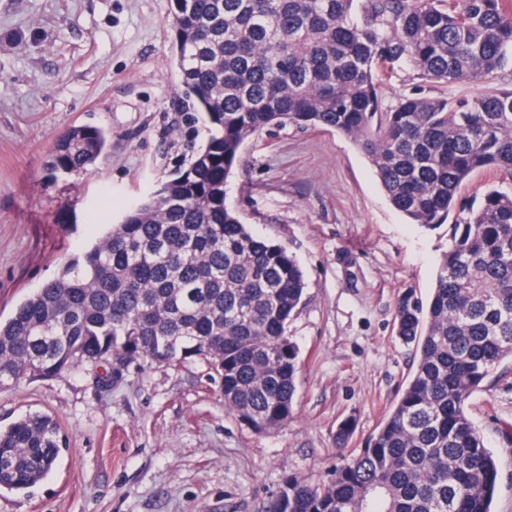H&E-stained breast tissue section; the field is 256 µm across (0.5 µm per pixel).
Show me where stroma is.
<instances>
[{"label": "stroma", "mask_w": 512, "mask_h": 512, "mask_svg": "<svg viewBox=\"0 0 512 512\" xmlns=\"http://www.w3.org/2000/svg\"><path fill=\"white\" fill-rule=\"evenodd\" d=\"M170 0H0V316L119 223L208 139L182 109ZM478 83L422 80L408 64L377 75L383 107L417 93L474 96ZM110 131L86 170L51 173L57 134ZM227 203L253 234L301 266L304 301L288 333L300 347L292 418L255 433L224 407L200 358L130 367L110 387L90 366L0 388V425L40 411L67 435L54 470L0 512H258L285 479H326L362 448L413 371L395 333L399 296L428 297L448 229L407 223L357 147L293 126L249 139ZM499 471L493 512H512V362L468 402ZM355 429L344 448L336 430Z\"/></svg>", "instance_id": "35a3bbf8"}]
</instances>
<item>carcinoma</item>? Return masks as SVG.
Listing matches in <instances>:
<instances>
[{
  "label": "carcinoma",
  "instance_id": "obj_1",
  "mask_svg": "<svg viewBox=\"0 0 512 512\" xmlns=\"http://www.w3.org/2000/svg\"><path fill=\"white\" fill-rule=\"evenodd\" d=\"M174 62L209 128L175 176L132 205L61 272L0 319V386L79 364L204 359L224 406L257 433L293 412L300 349L288 335L306 288L281 245L226 204L244 143L272 127L324 128L368 158L409 223L448 224L423 301L404 294L396 334L416 366L366 447L330 478L290 477L260 512H491L498 469L467 403L512 361V191L461 193L477 172L512 181V0H171ZM405 62L425 81L479 82L471 97L407 96L383 112L380 70ZM109 135L72 126L51 170L93 165ZM66 445L29 412L0 428V489L34 486Z\"/></svg>",
  "mask_w": 512,
  "mask_h": 512
}]
</instances>
